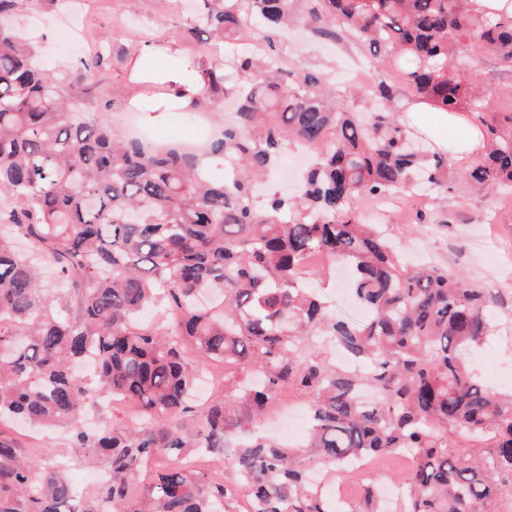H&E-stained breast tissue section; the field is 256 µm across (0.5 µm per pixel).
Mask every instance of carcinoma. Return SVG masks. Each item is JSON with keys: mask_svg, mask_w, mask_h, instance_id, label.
<instances>
[{"mask_svg": "<svg viewBox=\"0 0 512 512\" xmlns=\"http://www.w3.org/2000/svg\"><path fill=\"white\" fill-rule=\"evenodd\" d=\"M191 29L211 46L253 35L261 51L200 64L196 108L237 103V122L204 157L145 151L85 116L70 94L99 63L61 70L38 60L16 24L0 27V420L71 428L72 458H105L111 476L84 491L48 449L37 461L0 431V512H114L132 477L155 466L144 506L127 512H226L244 487L253 512H343L304 480L305 460L332 469L407 453L399 512H512V393L483 384L466 354L496 332L484 292L462 273L414 266L366 201L450 189L448 154L410 147L411 132L382 77L368 93L330 72L277 64L288 27L349 35L384 52L418 104L462 112L483 127L485 155L461 171L479 192L512 187V111L493 113L492 88L462 58L512 66V14L471 0H194ZM31 0H0V19ZM311 163L297 195L258 206L255 186L288 146ZM323 251L353 272L365 313L330 310L301 287L302 256ZM324 336L355 367L332 368ZM235 364L258 387L241 429L290 387L309 398V450L257 438L236 446L237 481L189 465L188 450L220 454L234 433L227 403L211 402L183 430L196 378L187 358ZM138 407L121 428L87 429V408L109 397ZM473 441L468 449L454 438ZM350 512H383L374 485Z\"/></svg>", "mask_w": 512, "mask_h": 512, "instance_id": "carcinoma-1", "label": "carcinoma"}]
</instances>
